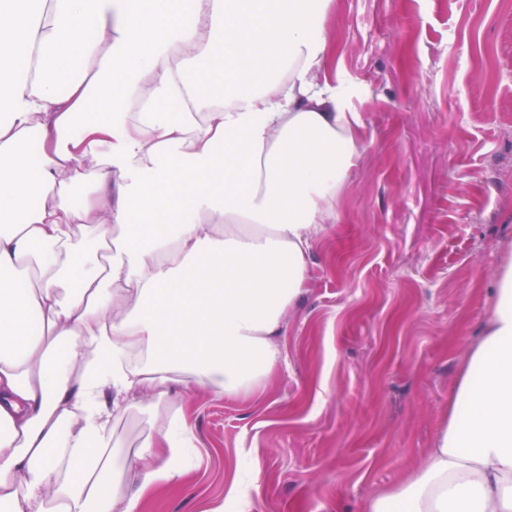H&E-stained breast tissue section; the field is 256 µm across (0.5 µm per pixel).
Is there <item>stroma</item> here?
Masks as SVG:
<instances>
[{"instance_id": "obj_1", "label": "stroma", "mask_w": 512, "mask_h": 512, "mask_svg": "<svg viewBox=\"0 0 512 512\" xmlns=\"http://www.w3.org/2000/svg\"><path fill=\"white\" fill-rule=\"evenodd\" d=\"M325 28L365 152L277 374L186 397V481L145 512H367L433 446L512 257V0H333ZM112 426L131 456L159 423L139 405Z\"/></svg>"}]
</instances>
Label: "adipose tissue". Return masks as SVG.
Returning <instances> with one entry per match:
<instances>
[{"instance_id":"1","label":"adipose tissue","mask_w":512,"mask_h":512,"mask_svg":"<svg viewBox=\"0 0 512 512\" xmlns=\"http://www.w3.org/2000/svg\"><path fill=\"white\" fill-rule=\"evenodd\" d=\"M331 3L0 0V512H141L185 481L184 397L275 376L361 155L317 79ZM144 394L170 417L131 488L111 419ZM367 512H512V261L433 448Z\"/></svg>"}]
</instances>
